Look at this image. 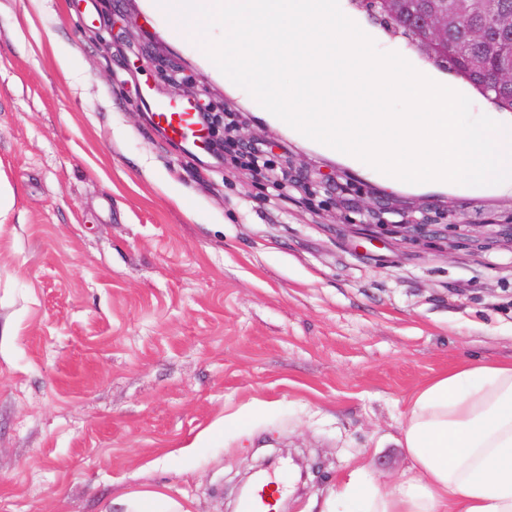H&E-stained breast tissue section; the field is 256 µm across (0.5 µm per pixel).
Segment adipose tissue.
Here are the masks:
<instances>
[{
    "label": "adipose tissue",
    "instance_id": "adipose-tissue-1",
    "mask_svg": "<svg viewBox=\"0 0 512 512\" xmlns=\"http://www.w3.org/2000/svg\"><path fill=\"white\" fill-rule=\"evenodd\" d=\"M397 443L414 476L385 490L356 469L337 483L333 512H512V362L429 381Z\"/></svg>",
    "mask_w": 512,
    "mask_h": 512
}]
</instances>
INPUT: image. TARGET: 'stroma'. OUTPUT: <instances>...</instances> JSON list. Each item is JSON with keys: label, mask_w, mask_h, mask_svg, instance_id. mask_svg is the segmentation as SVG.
Instances as JSON below:
<instances>
[{"label": "stroma", "mask_w": 512, "mask_h": 512, "mask_svg": "<svg viewBox=\"0 0 512 512\" xmlns=\"http://www.w3.org/2000/svg\"><path fill=\"white\" fill-rule=\"evenodd\" d=\"M377 46L433 64L359 0ZM71 48L62 73L49 47ZM188 101L186 150L145 100ZM292 179L224 165V119ZM0 512H234L284 456L285 512H325L395 445L416 388L512 362V244L367 235L379 201L467 224L512 194L388 186L285 132L144 0H0Z\"/></svg>", "instance_id": "stroma-1"}]
</instances>
